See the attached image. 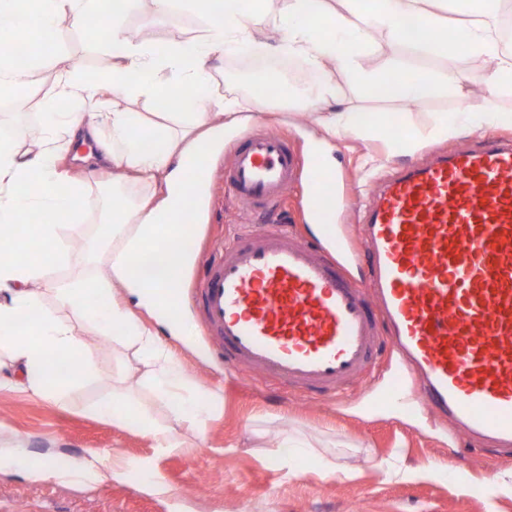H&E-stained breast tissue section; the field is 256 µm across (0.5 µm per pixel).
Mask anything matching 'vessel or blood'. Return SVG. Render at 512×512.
I'll use <instances>...</instances> for the list:
<instances>
[{"instance_id": "b4317fda", "label": "vessel or blood", "mask_w": 512, "mask_h": 512, "mask_svg": "<svg viewBox=\"0 0 512 512\" xmlns=\"http://www.w3.org/2000/svg\"><path fill=\"white\" fill-rule=\"evenodd\" d=\"M328 248L284 226L236 235L193 296L206 342L223 361L296 393L338 395L372 373L383 341L422 402L481 446L512 451V140L454 148L375 186L362 233L372 262L353 282L357 248L334 219L335 176L304 165L264 129L225 170L233 198L281 201L297 177Z\"/></svg>"}]
</instances>
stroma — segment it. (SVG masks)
I'll list each match as a JSON object with an SVG mask.
<instances>
[{
  "label": "stroma",
  "mask_w": 512,
  "mask_h": 512,
  "mask_svg": "<svg viewBox=\"0 0 512 512\" xmlns=\"http://www.w3.org/2000/svg\"><path fill=\"white\" fill-rule=\"evenodd\" d=\"M153 9L152 0H126L121 19L133 41H190L202 35L205 23L199 16L175 9L160 17ZM57 41L65 46V53L51 56L26 91L10 96L8 106H0V127L10 129L23 152L30 149L29 126L45 124L49 111H66V103L55 98L65 69L80 65L92 71L112 64L97 28L67 26ZM239 60L236 54L210 60L211 99L236 101L241 112L251 115V127L282 134L304 161H312L317 150L330 152L333 172L350 196L337 222L350 235L357 234L360 208L379 179L425 160L438 149L476 145L494 137L512 139V124L477 127L464 134L442 133V126L454 125L456 120L455 92L415 103L366 98L330 61L318 69L304 66L299 76L280 71L279 80L293 89L290 99L271 94L259 102L254 92L243 89L244 78L235 68ZM364 64L386 69L412 65L436 74L448 68L456 73L472 105L491 100L501 111L512 113V93L493 98L484 86L474 83V75L487 66L486 58L478 54L462 51L445 59L417 57L377 32ZM325 78L338 86L341 109L373 113L382 133L329 136L318 121L319 105L304 96L306 87ZM116 103L151 121L175 122L160 106L125 89L96 96L84 110L102 120ZM406 126L426 133L412 151L397 143ZM246 129L226 133L223 151L213 158L198 205L202 215L194 234L198 248L180 285L183 297H191L207 261L227 237L288 219L303 238L318 236L315 222L299 206L308 191L305 181L291 187L277 207L252 210L228 200L224 168ZM55 145L59 171L87 186L77 203L83 222L76 235L77 248L66 260L49 263L42 279L30 288L70 325L90 352L94 369L62 403L0 391V448H25L69 463L86 459L89 451L96 450L101 477L76 483L2 469L0 512H512L511 491L488 490L492 478L512 474V455L479 449L457 456V436L423 405L414 389L390 395L392 378L401 368L393 354L378 357L371 378L355 384L346 396H302L212 357L197 317L189 319L191 336H176L161 325L155 312L135 308L139 321L181 361L197 395L221 396L203 428L179 417L173 402L152 388V367L137 346L123 336L97 335L90 329L88 313H95L100 323L109 322V300L90 296L70 305L57 302L59 289L110 277L112 251L119 242L100 239L102 214L111 211L117 222L131 219L147 189L113 184L111 167L84 162L89 146L68 143L64 132H57ZM116 393L133 397L147 419L171 429L182 447L157 448L144 432L96 415L95 407ZM287 435L308 440L314 455L289 460L280 446ZM396 451L413 470L407 479H389L379 467L382 459ZM445 457L456 458L461 476L435 467V460ZM123 461L134 462V469L113 470V463Z\"/></svg>",
  "instance_id": "1"
}]
</instances>
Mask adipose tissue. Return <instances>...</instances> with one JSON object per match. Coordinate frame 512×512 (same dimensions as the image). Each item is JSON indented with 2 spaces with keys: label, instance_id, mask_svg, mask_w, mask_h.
I'll return each instance as SVG.
<instances>
[{
  "label": "adipose tissue",
  "instance_id": "1",
  "mask_svg": "<svg viewBox=\"0 0 512 512\" xmlns=\"http://www.w3.org/2000/svg\"><path fill=\"white\" fill-rule=\"evenodd\" d=\"M272 2L182 0L185 9L207 20L206 34L198 41L170 42L160 49L132 43L115 22L100 31L112 54L111 67L96 77L75 67L58 81V95L73 104L58 124L73 141L96 138L93 125L85 122L81 113L85 98L122 87L133 73L140 76L136 85L140 94L158 101L165 110L183 114L173 126L149 124L141 113L116 106L108 114L112 137L99 140L113 168L122 170L129 182L143 181L151 187L149 196L135 208L131 225L111 224L107 231L120 241L112 252L113 281L138 304L153 308L160 318L168 319L173 303L147 293L143 283L152 280L158 287L176 288L175 277L187 266L182 242L190 226L178 202L201 167L204 146H215L218 132L246 121L231 102L224 103L220 111H207V60L218 51L264 53L249 24ZM281 2L283 38L277 54L299 56L314 66L333 61L352 75L362 96L418 101L455 84L450 71L436 75L418 68L399 72L364 68L360 59L368 51L375 29L383 31L392 43L423 56L445 57L461 50L485 56L492 65L478 72L476 81L494 96L512 92V53H501L497 37L506 0H340L337 10L328 9L325 0ZM120 13L115 0H0V17L18 21L17 26L0 28V39L40 40L56 34L63 25L77 27L91 17L117 19ZM188 94L199 104V111H185ZM308 95L327 105L320 123L328 133L371 132L374 121L368 113L335 111L339 92L332 81L323 80L310 88ZM84 192L83 183L58 171L52 148L21 153L11 140L0 139V228L9 232L7 244L0 246V347L8 350L14 369L13 376H0V391L59 400L92 371V358L69 325L43 307L28 289L43 277L44 257L68 255L70 235L78 228L75 202ZM30 208L47 217L32 238L24 236L18 226L21 214ZM149 249L155 252L154 268L139 267L137 257ZM111 327L139 344L154 361V388L171 398L181 414L204 423L215 399L189 396L190 379L181 364L123 304L113 303ZM3 467L65 480L86 481L97 475L90 465L58 469L50 459L24 448H0Z\"/></svg>",
  "mask_w": 512,
  "mask_h": 512
}]
</instances>
